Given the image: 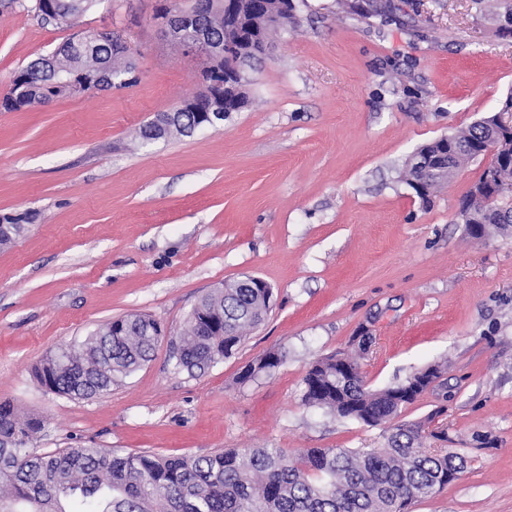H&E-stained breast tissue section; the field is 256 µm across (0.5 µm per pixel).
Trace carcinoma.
I'll list each match as a JSON object with an SVG mask.
<instances>
[{"instance_id": "cac0c4a2", "label": "carcinoma", "mask_w": 512, "mask_h": 512, "mask_svg": "<svg viewBox=\"0 0 512 512\" xmlns=\"http://www.w3.org/2000/svg\"><path fill=\"white\" fill-rule=\"evenodd\" d=\"M103 0H33L32 9L44 17L52 12L55 24L75 28ZM273 20H261L250 32L258 49L271 32ZM61 44L53 61L40 58L13 78L14 95L0 99V109L19 112L56 97L73 96L65 83L74 79L97 90L94 77L101 70L129 74L134 61H122L115 46L83 55L73 41ZM216 92L199 91L191 110L181 114L182 127L169 134L185 135L192 113L207 112ZM246 88L233 78L225 82L224 111L238 112ZM484 124L475 122L452 139L457 159L448 178L432 180L422 197L453 179L465 163L476 159ZM270 310L261 288L247 287L244 278L203 297L191 311L184 334L170 339V358L177 370L205 371L231 356L246 333L260 325ZM165 339L157 320L133 314L98 326L84 340L50 352L35 367V377L57 394L87 399L112 388L149 362ZM351 382L339 385L336 365L318 360L303 379L302 400L326 408L336 416L359 420L369 415L384 420L397 412L395 394L404 393L418 379L379 390L365 382L360 363L343 356ZM279 365V359L260 356L245 366L240 380L256 378ZM36 416L22 418L11 405L0 404V512H406L448 484V473H461L466 461L449 448H427L432 437L447 439L444 431L427 430L422 422L384 424L388 446L369 452L347 448H306L295 457L281 448H237L207 455L166 456L152 452L119 453L100 448H64L35 454L29 445L41 430Z\"/></svg>"}]
</instances>
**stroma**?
<instances>
[{
    "instance_id": "obj_1",
    "label": "stroma",
    "mask_w": 512,
    "mask_h": 512,
    "mask_svg": "<svg viewBox=\"0 0 512 512\" xmlns=\"http://www.w3.org/2000/svg\"><path fill=\"white\" fill-rule=\"evenodd\" d=\"M292 2L300 24L273 34L223 128L139 138L202 88L205 58L159 24L161 0H103L83 20L132 45L128 85L0 112V215H34L0 249V402L43 418L39 453L383 448L382 427L304 404L310 363L356 355L375 389L439 364L400 419L435 417L467 465L408 512H512V229L477 241L458 222L483 160L427 204L404 179L420 146L512 96V0ZM72 34L0 0V91ZM245 275L272 286V307L205 372L175 370L163 343L93 398L34 376L127 314L178 336ZM271 351L284 361L240 382Z\"/></svg>"
}]
</instances>
